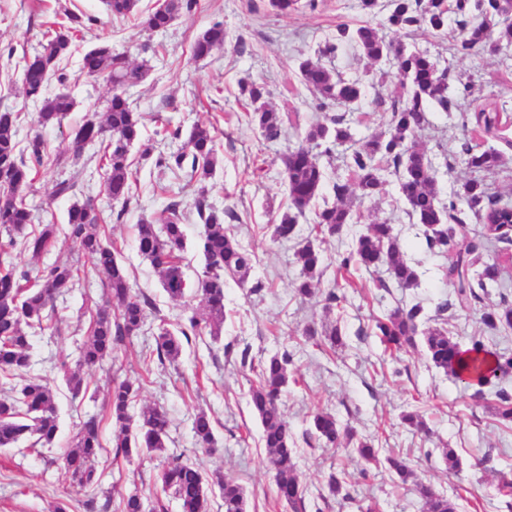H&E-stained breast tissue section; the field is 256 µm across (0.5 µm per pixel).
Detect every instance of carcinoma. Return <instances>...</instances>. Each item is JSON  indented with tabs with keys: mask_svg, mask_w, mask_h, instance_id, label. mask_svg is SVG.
I'll return each mask as SVG.
<instances>
[{
	"mask_svg": "<svg viewBox=\"0 0 512 512\" xmlns=\"http://www.w3.org/2000/svg\"><path fill=\"white\" fill-rule=\"evenodd\" d=\"M140 0H105L113 16H136L148 31L165 30L179 14L190 11L196 0H167L164 7L147 12L139 10ZM454 16L459 27V40L454 50L462 55L486 51L492 34L496 41L512 42V0H392L383 23L402 30L427 29L443 34L448 29V18ZM69 24H58L51 29L50 39L40 52L24 60L21 69L22 87L26 98L40 103L36 121L42 127L60 125L75 108L74 99L67 93L46 94L52 76L61 83L67 80L59 72L58 62L70 48L73 24L79 16L65 13ZM224 24L214 22L200 30L193 41L192 52L203 59L216 49L224 47ZM392 44L385 42L377 28L367 23L356 28L340 24L336 38L328 39L318 50V58H304L298 70L303 85L315 96L316 108L326 110L331 103L352 105L365 96V85L359 79H345L322 63V58L337 55L346 48H354L370 63L387 57ZM405 51L400 69L404 93L390 99L386 109V128L379 134L358 142L346 157L350 178H336L332 190L334 202L316 203L326 181L323 166L312 149L300 144L288 149L281 157L282 173L287 187L288 207L274 225L273 236L288 240L296 234L298 217L315 207L312 231L315 236L333 237L354 221L349 201L355 194L366 198L379 195L383 189L380 163L393 165L399 191L404 198L409 217L424 227L427 248L441 255L454 253L455 259L446 269L448 282L455 288L454 298L438 303L435 315L430 316L418 303L398 305L375 320L376 335L389 350L420 344L437 368L458 380L482 387L498 378V372L512 368V356L490 351L480 339L471 347L462 349L448 337L447 332L430 326L450 310L466 313L499 285L501 263L498 259L476 266L470 255L493 245L506 251L512 246V210L489 193L479 178H470L461 184L459 192L444 203L437 189V169L432 158L416 142L418 130L426 122V112L435 108L442 112L461 109L460 100L470 93V85L463 84L462 93L453 91L449 72L439 71L434 59L425 51L399 46ZM82 72L101 77L112 84V95L107 100L104 119L89 117L74 131V142L80 146L95 141L103 145L101 161L105 168L104 192L114 204L126 207L130 200L133 177L130 150L141 139V115L134 111L124 92L127 86L142 82L148 75L146 63H135L124 52H117L112 43L102 42L87 51L82 58ZM241 95L252 111L245 113L247 122L268 139L281 135L292 123L286 112L269 108L266 85L251 81L241 84ZM507 114L506 103H490L472 114L477 126L489 132ZM16 112L0 111V448L25 445L51 449L59 436V386L34 372L32 357L34 335L49 328L53 320L54 300L80 286L78 270L68 265L52 264L42 267L31 280L30 273L14 264V251L41 255L48 243L63 231L87 255L93 270L105 277L103 305L96 309L89 335L79 346L78 365L91 367L106 360H115L121 347L138 336L149 315L155 312L152 299L132 288L130 274L120 260L112 242L99 232L100 214L89 201H74L67 212V224L57 228L44 224L37 233L26 232L33 222V206L24 192L31 186L33 171L42 164L46 143L36 134L22 143L18 140ZM305 140L330 156L333 150L353 140L351 120L347 115L326 116L311 123ZM154 148L144 146L141 158L156 157L155 166L172 171L188 169L200 182L208 180L217 165V144L210 128L195 125L190 130L185 148L179 152L153 155ZM462 162L473 172H489L502 165L504 154L497 148L476 152L468 142L460 143L458 151ZM194 208L202 224L197 248L204 259L201 274L197 275L196 294L201 297L206 313L198 314L185 307L179 317V330L173 332L165 319L155 333V352L160 363L177 362L184 351V342L192 336L209 333L218 339L224 323V286L231 277L249 292L260 294L265 283L250 279L252 253L233 236L227 234L224 219H236L233 210H217L205 194H200ZM477 217L484 221L479 237L467 248H457L458 239L469 232L468 220ZM184 212L177 202L170 203L157 216L137 225L138 253L156 269L162 288L169 298L186 301L189 280L181 255L186 248ZM300 279L296 293L311 297L318 292L316 282L323 274L324 257L312 239L306 240L296 252ZM338 270L352 267L382 269L388 280L399 288L419 285V276L404 259L394 228L387 223L371 224L361 234L354 247L338 255ZM479 323L489 332L512 329V303L480 309ZM288 350L275 353L257 366L259 383L250 391L249 405L262 427L261 440L266 448L268 463L274 470L276 496L292 512L305 510L304 494L294 466L295 437L281 408V397L288 386ZM66 389L76 399L84 388V379L77 373L64 374ZM139 387L129 379L115 380L109 396L113 428V447L126 459L152 456L164 452L169 440L170 422L165 411L150 407L140 413L132 412V404ZM495 407L501 424L512 423V394L499 390ZM313 434L326 446L341 445L348 434L336 415L318 412L312 420ZM195 444L204 450L215 447L211 417L198 412L191 419ZM102 448L100 419L96 415L85 418L72 437V444L63 449L59 460L81 491L95 490L100 484L95 460ZM389 469L401 482H413L414 490L423 500L425 512H457L450 498L436 493L431 484L416 478L405 459L386 458ZM161 492L178 499L182 512H209L211 497L220 492L224 512H248L244 487L232 477L217 473L203 474L194 463L180 457L167 461L157 477ZM118 512H144V495L133 489L120 495Z\"/></svg>",
	"mask_w": 512,
	"mask_h": 512,
	"instance_id": "1",
	"label": "carcinoma"
}]
</instances>
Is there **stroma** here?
Returning <instances> with one entry per match:
<instances>
[{
    "label": "stroma",
    "mask_w": 512,
    "mask_h": 512,
    "mask_svg": "<svg viewBox=\"0 0 512 512\" xmlns=\"http://www.w3.org/2000/svg\"><path fill=\"white\" fill-rule=\"evenodd\" d=\"M316 4L313 10L303 6L280 15L270 0H197L196 8L181 13L168 30L149 32L133 20L109 16L102 0H0V110L20 113L19 139L39 133L48 143V154L27 190V199L36 208L34 223L66 224L73 200H92L107 238L117 245L130 270L133 287L154 300L158 318L173 325L182 305L168 298L150 263L137 253L136 224L169 203H180L186 215L185 257L193 277L203 267L196 249L201 230L194 209L198 191H205L216 208L237 213L229 231L254 254L251 276L263 280L265 290L253 295L227 281L226 319L219 341L207 335L193 339L178 366L160 364L149 355L157 318L148 319L143 332L126 343L120 359L125 374L141 386L135 409L151 405L167 411L172 422L170 452L184 455L204 474L218 472L237 479L246 489L249 512L290 510L275 501L274 473L267 464L260 424L249 406L257 377L240 365L244 349L256 362L283 349L293 356L283 403L295 433L294 462L305 490L306 512H366L370 507L375 512H423L412 484L401 483L389 471L385 459L390 455L405 457L419 479L455 500L458 512H512V492L502 485L503 475H512V428L501 425L494 414L493 389L476 395L474 389L434 367L422 347L390 353L372 329L374 317L397 304L418 301L431 312L452 293L444 276L450 260L427 249L419 225L407 214L394 172L385 173L378 196L353 199L356 223L320 244L326 266L321 287L336 289L340 297L333 308H326L321 297L296 295L300 271L296 244L274 240L269 230L288 204L280 158L289 147L303 142L306 127L318 115L316 100L302 84L297 63L316 57L337 25H377L385 41L428 52L456 80L470 84L462 112H429L417 133L420 147L429 156L448 158L447 166L437 174V187L444 197L471 176L458 155L461 141L480 146L491 143L475 123H463L462 113L474 112L489 101L512 104V51L463 56L454 51L459 36L456 25H449L444 36L397 30L366 15L361 0H316ZM68 10L78 14L80 21L71 51L61 63L67 81H49L47 92H68L76 106L62 125L42 129L36 123L39 107L26 100L15 63L40 51L50 21ZM216 21L224 24L223 49L195 59L191 46L196 33ZM103 40L150 67L148 78L128 91L134 111L142 115V136L131 150L137 161V183L121 213L104 193L99 147H86L79 156L72 148L73 126L103 113L112 94L105 80L79 71L83 54ZM324 63L342 77L361 78L366 86L364 99L347 110L355 139L384 130L386 114L377 100L399 91L401 77L396 68L386 61L368 64L350 48L325 58ZM247 80L265 83L269 105L298 115V127L269 140L248 125L244 119L247 106L239 89L240 82ZM196 124L214 127L217 136L218 163L205 184L192 179L190 171L163 170L153 161L141 160L145 144L168 153L181 148V140L165 136V127L186 131ZM70 177L77 182L73 197L55 196L56 183ZM373 222L392 224L406 260L418 273V287H382L384 275L374 270H353L347 282L337 278L338 254L350 249ZM15 262L33 273L55 262L86 273L83 287L57 300L53 329L35 340L38 374L61 381L65 369L77 367L89 311L102 298L100 279L91 273L89 259L61 237L40 258L22 252L16 254ZM478 318L475 312H450L441 325L463 346L480 336L490 350L512 355V331L482 333ZM332 323L341 328L343 345L318 347L305 340L307 326ZM80 370L87 385L85 396L74 401L65 395L60 398V439L64 442L85 415L104 411L112 387L111 363ZM200 410L212 418L218 441L217 450L210 454L197 450L192 438L191 418ZM320 411L334 413L353 430L355 441L373 442L380 462L366 466L357 454L320 444L311 433L313 416ZM411 411L423 415L428 433L403 422V414ZM101 441L103 449L95 467L102 490L137 488L149 493L164 458L144 456L128 461L116 456L108 418L101 424ZM445 448L455 451L457 470H449L442 459ZM50 458L44 449H0V512H50L56 501L72 502L71 512H85L77 503V489L69 475ZM332 474L350 492V499L330 493L327 481Z\"/></svg>",
    "instance_id": "35a3bbf8"
}]
</instances>
